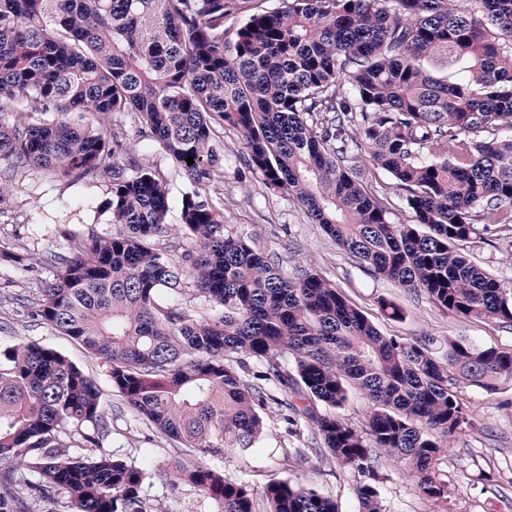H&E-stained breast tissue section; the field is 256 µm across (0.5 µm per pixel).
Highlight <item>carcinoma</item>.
I'll return each mask as SVG.
<instances>
[{"mask_svg":"<svg viewBox=\"0 0 512 512\" xmlns=\"http://www.w3.org/2000/svg\"><path fill=\"white\" fill-rule=\"evenodd\" d=\"M265 2L0 0V161L75 181L112 175V231L91 228L75 256H53L34 316L107 363L138 416L198 457L169 487L193 485L214 512H256L244 484L205 463L262 447L268 395L241 375L249 359L357 472L359 512H386L379 450L441 499L436 461L472 426L458 389L512 381V350L382 335L336 286L290 276L230 233L196 190L180 207L195 248L174 263L155 245L168 189L139 166L125 174L112 123L140 117L197 184L221 164L215 126L238 130L263 184L375 276L458 317L512 326V284L456 248L488 213L512 228V135L482 137L512 128V0ZM86 108L91 125L62 119ZM362 151L404 191L411 223H392L359 180L351 158ZM186 269L214 316L183 306ZM352 389L368 402L361 430L339 414ZM63 433L75 448L111 435L94 380L54 348L0 347V461L21 458L36 475L0 472V512L59 496L71 512H165L143 495L146 466L74 456ZM265 498L268 512H338L288 478L270 479Z\"/></svg>","mask_w":512,"mask_h":512,"instance_id":"carcinoma-1","label":"carcinoma"}]
</instances>
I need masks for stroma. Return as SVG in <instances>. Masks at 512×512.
<instances>
[{
    "mask_svg": "<svg viewBox=\"0 0 512 512\" xmlns=\"http://www.w3.org/2000/svg\"><path fill=\"white\" fill-rule=\"evenodd\" d=\"M115 131L121 143L120 163L133 160L150 169L170 192L169 230L157 246L173 261H181L193 247L180 230L178 206L183 193L195 189L201 199L223 213L230 232L285 272L305 269L336 285L383 335L403 341L420 336L439 341L466 336L481 345L512 349V326L450 315L424 292L376 277L367 265L338 249L292 197L267 189L249 169L235 129L216 128L221 167L199 186L192 185L187 173L143 135L137 116L124 117ZM356 166L368 187L387 202L390 221L409 223L404 193L392 177L365 156ZM111 184L107 174L92 182H74L48 170L15 169L0 162V187L11 195L10 205L0 210V243L28 257L24 268L0 261V345L36 342L66 355L100 390L102 409L112 421L104 452L146 465L144 496L162 502L167 512H212V504L194 486L184 484L174 492L169 489L170 475L189 458L187 450L136 416L113 389L102 360L33 315L35 302L52 278L51 256L73 253L74 243L62 237V230L76 234L91 228L111 231L106 209ZM458 249L500 280L512 282V230L478 231L459 243ZM382 298L402 308L401 319L381 314L378 301ZM459 396L469 409L473 426L458 435L437 464L436 475L447 483L448 498L434 501L420 495L400 461L382 453L377 458L379 490L388 512H512V384L501 385L494 394L464 387ZM285 414V408L277 403H267L262 411L267 425L263 448L225 458L220 464L225 476L247 486L256 512H267L264 487L275 477L315 488L333 499L339 512H358L354 495L357 473L336 463L309 419L299 416L290 424Z\"/></svg>",
    "mask_w": 512,
    "mask_h": 512,
    "instance_id": "stroma-1",
    "label": "stroma"
}]
</instances>
